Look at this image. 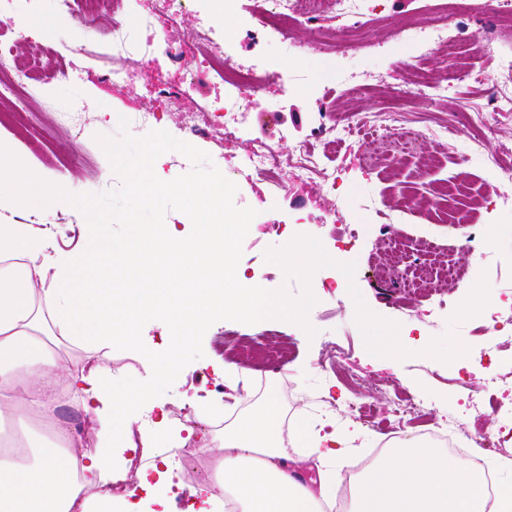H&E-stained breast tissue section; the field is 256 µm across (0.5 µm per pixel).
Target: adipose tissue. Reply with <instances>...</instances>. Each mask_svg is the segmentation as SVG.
<instances>
[{
    "label": "adipose tissue",
    "instance_id": "adipose-tissue-1",
    "mask_svg": "<svg viewBox=\"0 0 512 512\" xmlns=\"http://www.w3.org/2000/svg\"><path fill=\"white\" fill-rule=\"evenodd\" d=\"M145 141L151 153L144 158L129 161L121 147L112 149L114 160L129 161L144 205L175 192L191 204L223 198L220 184L171 183L159 156L164 142L155 135ZM78 198L69 180L32 176L0 144V209L36 200L57 210ZM59 230L45 221L0 222V426L33 411L53 420L57 392L65 389L80 398L98 440L80 450L58 427L51 442L25 437L19 450H0V512H172L178 501L183 512H214L223 495L238 512H322L331 475L353 461L356 436L340 432L332 419L304 423L292 434L302 452L290 454L271 394L258 412L225 425L224 470L215 484L189 485L176 472L186 426L156 401V382L186 386L184 350L225 315L259 323L294 312L259 285H246L244 272L231 263L238 225L211 210L191 239L167 224L132 237L119 264L107 240L94 253L61 251ZM150 326L159 329L160 341L147 338ZM67 348L83 351L78 369L68 367ZM115 349L137 352L152 380L119 383L104 363ZM136 448L145 463L134 482L113 493V474L126 472V453ZM311 461L320 468L314 485L302 476ZM499 470L505 478L491 504L468 461L406 437L356 481L350 512H512V463Z\"/></svg>",
    "mask_w": 512,
    "mask_h": 512
}]
</instances>
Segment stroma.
<instances>
[{"mask_svg":"<svg viewBox=\"0 0 512 512\" xmlns=\"http://www.w3.org/2000/svg\"><path fill=\"white\" fill-rule=\"evenodd\" d=\"M260 5L261 0H189L176 27L140 30L139 38L170 37L186 52H194L191 32L202 9L220 20V36L236 57L246 60L257 54L277 62L282 72L320 79L318 90L308 96L288 92L276 82L255 96L250 136L283 153L309 138L315 114L330 115L338 106L373 113L391 103L413 125L445 123L451 133L445 143L429 140L423 145V152L441 154L439 163L428 170L419 159L397 163L387 156L372 167L359 168V143L348 141L327 162L337 174L335 192L347 200L338 222L328 215L332 194L319 185L296 181L287 169L281 173L286 185L281 193L248 181L228 195L224 221L241 227L234 265L277 301L296 306L298 313L271 318L260 327L225 317L186 351L191 381L200 395L208 397L213 415H224L231 404L245 413L258 410L264 392L257 381L266 367L248 350L262 345L280 356L282 371L274 389L282 426L335 416L342 427L361 429L360 453L366 456L376 447L382 426L395 427L403 437L414 435L415 424L392 413L395 396L402 395L427 400L437 415H452L459 437L487 430L499 420L496 405L512 407V306L504 296L512 289V180L496 179L490 170L491 158L503 146L512 147V107L492 113L486 106L489 94L504 84V74L497 62L477 65L468 78L450 86L432 110L414 97L395 101L389 89L404 81L399 60L414 53L412 47L400 45L397 30L410 18L422 27L440 20L434 0H386L385 12L365 23L356 47L334 43L324 53L308 44L303 19H294L291 27L301 46L293 54L276 40L258 45L249 41L246 26ZM7 10L18 25L0 33V48L37 56L54 75L51 87L56 95L70 93L69 75L81 77L82 111L73 123L55 125L42 100L34 99L28 109L37 115L36 124L0 128V143L11 147L28 172L65 177L92 201L89 210L78 204L63 210L61 223L91 220L97 228L82 239H59L61 250L92 251L102 239L119 244L163 224L191 223L192 209H209L207 199L192 206L176 193L156 206L143 207L133 191L131 171L113 160L110 147L119 143L130 157L141 155L143 138L127 122L133 112L157 113V133L176 140L185 111L215 96L211 77L191 76L161 58L146 64L133 55L125 61L129 78L115 84L110 79L112 52L100 45L95 26L77 16L54 15L49 0H13ZM78 40L86 44V53L57 57V50ZM185 81L193 82L194 90L192 99L182 105H171L156 94L157 87ZM245 150L242 144L225 150L224 132L215 127L208 139L181 143L179 161L166 162L163 168L176 184L216 183L230 174ZM462 178L474 194L492 187V203L475 212L471 223H441L435 192ZM405 191L418 195L420 203L394 213L391 221L369 207L371 199L395 202ZM273 221L280 223V233L268 230ZM353 229L359 235L350 245L346 239ZM473 236L481 243L483 257L462 284L409 298L406 286L418 266L428 263L437 268L454 262L461 245ZM423 241L433 244V253L418 252ZM290 243L300 245L305 256L292 269L279 261ZM483 294L488 297L486 311L466 313L471 299ZM493 311L506 322L489 338L479 328ZM329 342L346 353L336 370L319 364ZM397 343L406 346L404 356L392 354ZM215 355L227 365L248 370V385L218 382L209 365ZM350 373L358 376V383L347 381ZM490 373L501 375L502 381L495 389H482V380ZM352 401L369 407L368 422L347 414L344 405Z\"/></svg>","mask_w":512,"mask_h":512,"instance_id":"obj_1","label":"stroma"}]
</instances>
